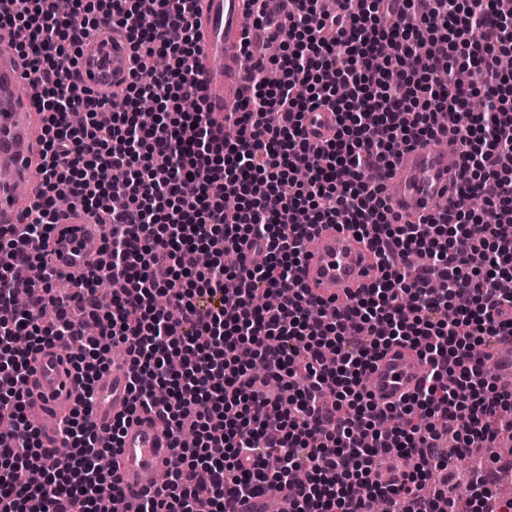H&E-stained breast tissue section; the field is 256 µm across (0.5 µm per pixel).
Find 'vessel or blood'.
I'll use <instances>...</instances> for the list:
<instances>
[{"label": "vessel or blood", "mask_w": 512, "mask_h": 512, "mask_svg": "<svg viewBox=\"0 0 512 512\" xmlns=\"http://www.w3.org/2000/svg\"><path fill=\"white\" fill-rule=\"evenodd\" d=\"M248 0H200L197 16L199 50L194 77L203 100L215 112H237L246 77L255 60L287 33L293 0H266L265 14L249 12ZM133 51L126 34L102 23L83 39L72 78L79 89L104 95L123 88L132 67ZM22 60L8 32H0V224L20 220L22 204L17 187L38 194L42 188V134L44 115L34 93L22 78ZM332 113L305 114L303 131L313 142L331 138ZM460 150L445 137L423 139L407 146L387 169L383 184L390 209L404 220L443 213L457 202ZM103 233L96 218L81 208L65 210L39 250L47 265L63 279L81 280L103 257ZM301 281L309 293L329 305L343 306L349 297L370 284L375 257L368 242L343 224H327L306 242ZM481 361L498 380L512 381V336L498 337L482 351ZM430 370L417 350L394 345L375 361L368 389L381 407L402 403ZM131 373L127 359L116 357L95 384L90 421L102 440L116 417L127 413ZM28 387L38 413L36 426L45 445L60 443L59 421L83 392L57 344L35 356ZM171 454L170 439L153 416H132L121 438L113 478L127 501H137L156 485Z\"/></svg>", "instance_id": "obj_1"}]
</instances>
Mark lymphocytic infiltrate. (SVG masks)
Instances as JSON below:
<instances>
[{
    "instance_id": "obj_1",
    "label": "lymphocytic infiltrate",
    "mask_w": 512,
    "mask_h": 512,
    "mask_svg": "<svg viewBox=\"0 0 512 512\" xmlns=\"http://www.w3.org/2000/svg\"><path fill=\"white\" fill-rule=\"evenodd\" d=\"M0 30L26 32V79L45 114L39 201L0 227V512H111L121 492L89 421L94 382L125 345L130 412L156 415L171 440L167 478L124 512H235L234 504L296 486L295 512H449L422 488L459 454L512 437V391L477 365L476 348L512 334V0H357L323 10L304 0L270 65L251 77L247 120L223 132L194 80L199 0H12ZM126 29L135 74L121 97L80 94V42L101 17ZM481 95L475 112L470 99ZM324 107L335 132L316 146L306 112ZM85 115L74 125L71 115ZM461 145L458 207L403 224L381 194L380 167L418 138ZM103 221L106 263L73 288L51 274L15 306L20 272L60 212L59 191ZM478 194L482 211L470 208ZM320 224H347L371 246L376 279L337 309L312 299L299 273ZM264 248L262 263L225 252ZM211 255L208 267L195 256ZM116 291L98 296L101 281ZM260 293L278 295L260 308ZM100 333H84L87 321ZM62 341L83 393L65 419L58 458L28 417L32 354ZM419 349L431 370L401 405L381 408L364 380L392 345ZM395 448L403 461L383 470Z\"/></svg>"
}]
</instances>
